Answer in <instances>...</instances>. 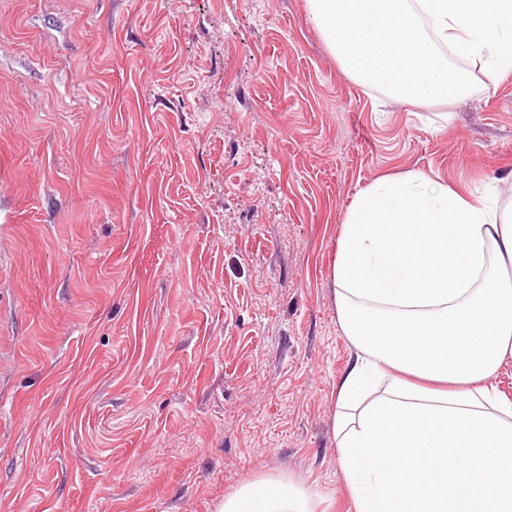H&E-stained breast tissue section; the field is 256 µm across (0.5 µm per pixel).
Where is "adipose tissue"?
I'll list each match as a JSON object with an SVG mask.
<instances>
[{
	"label": "adipose tissue",
	"instance_id": "obj_1",
	"mask_svg": "<svg viewBox=\"0 0 512 512\" xmlns=\"http://www.w3.org/2000/svg\"><path fill=\"white\" fill-rule=\"evenodd\" d=\"M333 297L353 355L333 435L355 512H512V208L420 172L344 214ZM217 512H315L262 476Z\"/></svg>",
	"mask_w": 512,
	"mask_h": 512
}]
</instances>
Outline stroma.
<instances>
[{"mask_svg": "<svg viewBox=\"0 0 512 512\" xmlns=\"http://www.w3.org/2000/svg\"><path fill=\"white\" fill-rule=\"evenodd\" d=\"M412 105L307 0H0V512H354L344 212L407 171L512 201V71ZM216 512H315L305 490L290 478L262 476L218 503Z\"/></svg>", "mask_w": 512, "mask_h": 512, "instance_id": "stroma-1", "label": "stroma"}]
</instances>
